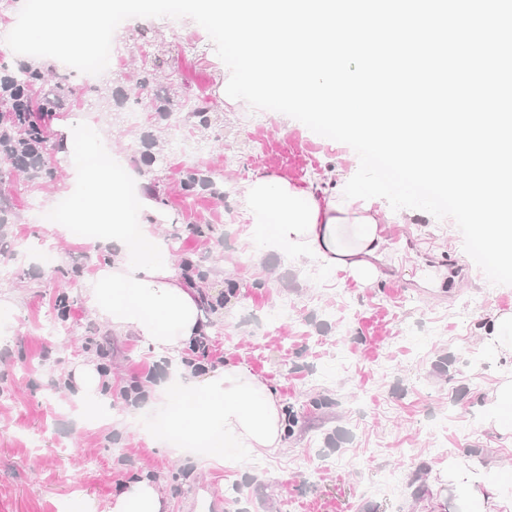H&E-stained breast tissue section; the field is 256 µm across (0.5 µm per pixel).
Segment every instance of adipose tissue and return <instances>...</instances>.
<instances>
[{
  "label": "adipose tissue",
  "instance_id": "ef3b65f1",
  "mask_svg": "<svg viewBox=\"0 0 512 512\" xmlns=\"http://www.w3.org/2000/svg\"><path fill=\"white\" fill-rule=\"evenodd\" d=\"M106 143L92 120L67 123L58 154L75 162L61 185L70 207L59 227L72 232L84 224L104 253V263L84 281L86 306L113 332L139 337L160 355L172 356L166 381L148 389L146 410L153 412L157 441L199 465L220 467L224 448L246 451L281 447L287 417L273 390L241 366L195 373L182 354L210 328L201 313L202 296L182 276V262L171 255L157 227L169 216L155 196H140L141 224L130 226L119 170L102 163ZM372 187L299 184L265 175L244 184L242 212L249 231L270 232L271 242L296 257H313L331 271L349 272L364 284L379 271L384 239ZM74 397L86 416L103 401L97 365L79 361L67 370ZM483 428L512 440V371L502 374L484 410ZM427 512H512V468L496 461H452L430 488ZM101 512H168L156 482L141 477Z\"/></svg>",
  "mask_w": 512,
  "mask_h": 512
}]
</instances>
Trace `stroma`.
<instances>
[{
    "mask_svg": "<svg viewBox=\"0 0 512 512\" xmlns=\"http://www.w3.org/2000/svg\"><path fill=\"white\" fill-rule=\"evenodd\" d=\"M112 68L98 86L134 88L141 70L160 67L176 103L208 96L211 125L200 129L188 112L162 128L153 113L136 121L103 112L76 95L66 110L45 120V159L65 177L67 162L53 152L58 124L93 115L98 131L123 149L129 163L168 210L164 240H178L184 258L204 270L202 313L214 357L244 366L266 381L298 423L274 455L224 451L222 467L203 470L152 442L148 382L164 379L168 362L137 338L112 335L81 296V283L99 255L90 239L70 242L42 216L50 212L56 180L28 181L0 163V197L14 219L0 227V247L25 241L52 246L57 279L48 265L15 262L0 295H14L11 336L0 351V512H62L81 494L107 502L146 475L162 488L169 512H232L241 490L249 512H423L414 498L417 473L434 476L449 460L512 466V448L480 427V409L498 374L512 363L484 351L481 327L496 311H512V285H491L463 250L454 221L423 211L385 228V260L377 282L363 284L283 251L257 249L240 211L243 182L257 175L301 181L331 174L346 184L359 159L346 144L320 138L301 122L273 111L224 103L218 87L228 73L206 31L191 19L135 18L116 30ZM166 143L154 160L145 133ZM196 166L224 184L184 194L179 174ZM213 234H193L196 225ZM447 271L444 287L431 272ZM74 299L66 335L40 333L56 315L59 293ZM287 305L277 316L275 307ZM111 336L101 360L104 393L119 429L76 419L77 405L60 380L77 360L97 357L87 336ZM98 358V357H97ZM379 485L376 494L368 484Z\"/></svg>",
    "mask_w": 512,
    "mask_h": 512,
    "instance_id": "obj_1",
    "label": "stroma"
}]
</instances>
